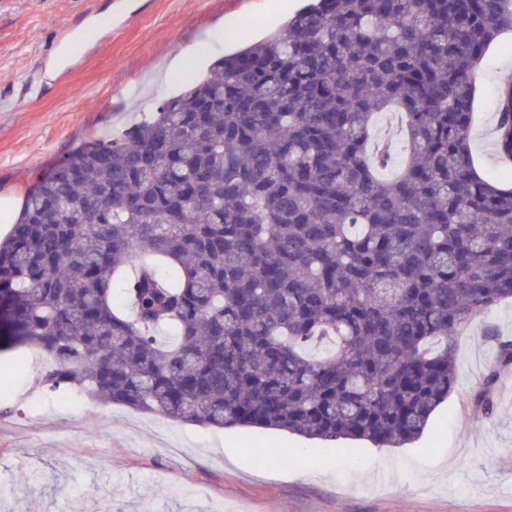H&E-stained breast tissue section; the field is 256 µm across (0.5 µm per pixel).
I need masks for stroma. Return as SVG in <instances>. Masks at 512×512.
I'll list each match as a JSON object with an SVG mask.
<instances>
[{
    "instance_id": "obj_1",
    "label": "stroma",
    "mask_w": 512,
    "mask_h": 512,
    "mask_svg": "<svg viewBox=\"0 0 512 512\" xmlns=\"http://www.w3.org/2000/svg\"><path fill=\"white\" fill-rule=\"evenodd\" d=\"M91 8L98 28L71 38L61 65L50 54L60 23ZM292 11L282 0H0V236L72 149L120 134L184 91L185 76L277 33ZM509 80L512 33L476 74L470 140L479 170L506 183L494 92ZM501 340L512 341V300L462 331L456 387L419 439L347 440L333 458L287 432L183 424L44 386L32 415L21 399L28 376L17 374L6 380L13 399L0 403V501L13 512H512V365L498 364ZM275 448L299 462H273Z\"/></svg>"
}]
</instances>
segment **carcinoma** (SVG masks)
<instances>
[{"label": "carcinoma", "mask_w": 512, "mask_h": 512, "mask_svg": "<svg viewBox=\"0 0 512 512\" xmlns=\"http://www.w3.org/2000/svg\"><path fill=\"white\" fill-rule=\"evenodd\" d=\"M511 31L512 0H311L74 148L0 242V373L37 347L49 388L180 423L419 438L457 336L512 297V185L470 149L474 74ZM496 112L512 160V81Z\"/></svg>", "instance_id": "carcinoma-1"}]
</instances>
